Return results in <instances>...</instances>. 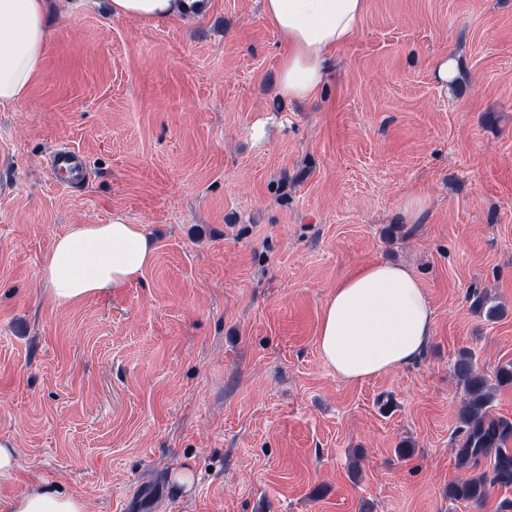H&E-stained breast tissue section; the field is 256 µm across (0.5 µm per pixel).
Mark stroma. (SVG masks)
<instances>
[{
  "instance_id": "stroma-1",
  "label": "stroma",
  "mask_w": 512,
  "mask_h": 512,
  "mask_svg": "<svg viewBox=\"0 0 512 512\" xmlns=\"http://www.w3.org/2000/svg\"><path fill=\"white\" fill-rule=\"evenodd\" d=\"M106 2L48 0L42 71L0 107V440L21 460L0 499L50 485L86 512H498L512 488L477 505L448 485L470 474L459 351L488 374L512 363V0H368L304 101L277 94L261 0L156 24ZM61 144L87 161L80 189L52 179ZM116 214L153 264L52 304L54 239ZM376 261L420 279L435 334L414 365L345 381L318 352L322 311Z\"/></svg>"
}]
</instances>
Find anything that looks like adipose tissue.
Segmentation results:
<instances>
[{"instance_id": "adipose-tissue-1", "label": "adipose tissue", "mask_w": 512, "mask_h": 512, "mask_svg": "<svg viewBox=\"0 0 512 512\" xmlns=\"http://www.w3.org/2000/svg\"><path fill=\"white\" fill-rule=\"evenodd\" d=\"M46 0H0V106L24 101L45 60ZM115 17L157 23L188 10L187 0H108ZM367 0H263V14L285 47L277 90L313 97L325 67L357 33ZM141 225L113 215L106 224H75L55 238L43 265L55 305L119 293L152 264ZM435 331L432 305L407 267L373 262L354 269L331 293L320 321L318 351L345 381H364L412 365ZM0 512H86L84 501L54 488L0 500Z\"/></svg>"}]
</instances>
